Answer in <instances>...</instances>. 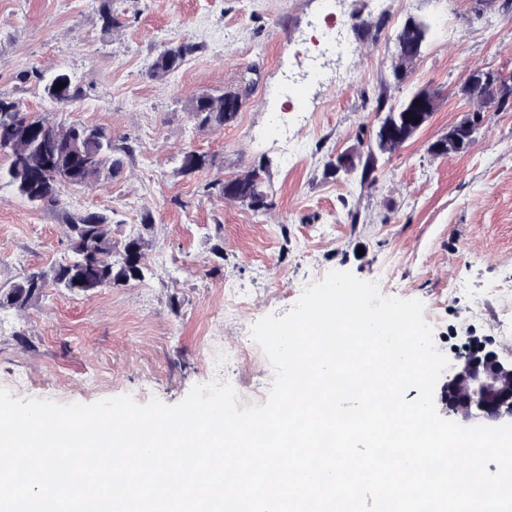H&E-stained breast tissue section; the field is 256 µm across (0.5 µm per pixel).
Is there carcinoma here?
I'll return each instance as SVG.
<instances>
[{
    "instance_id": "cac0c4a2",
    "label": "carcinoma",
    "mask_w": 512,
    "mask_h": 512,
    "mask_svg": "<svg viewBox=\"0 0 512 512\" xmlns=\"http://www.w3.org/2000/svg\"><path fill=\"white\" fill-rule=\"evenodd\" d=\"M427 26L414 18L408 19L394 38L395 52L391 57V72L395 80H402L418 54L412 52L415 41H424ZM200 46L183 43L164 49L154 59L148 76L160 79L177 70L186 58L197 52ZM42 84L44 94L59 103H72L82 96L81 88L73 85L63 70L52 72L34 71ZM64 87L56 90L57 83ZM247 93L222 92L199 94L189 101V111L202 128L222 127L233 121L246 103ZM87 126L81 123L62 124L46 114L27 112L20 102L0 98V154L9 159L0 168V178L9 181L16 194L29 204L58 202L60 185L82 186L113 173L123 166V157L132 155L134 148L118 144L104 129H94V139L76 145L77 136ZM235 187V201L247 204L255 211L268 207L267 195L262 187L259 171L227 180ZM217 178L212 186L224 191V183ZM70 255L65 261L47 270H33L11 288H0V309H26L42 297L50 288L62 289L71 294L85 292L84 284L97 288H112L126 284L130 278L123 276V266L116 263L117 248L112 242V220L99 211H86L66 220ZM144 247L141 238H133L122 245V256L135 249L139 263V275L144 277Z\"/></svg>"
}]
</instances>
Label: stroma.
<instances>
[{"label":"stroma","instance_id":"35a3bbf8","mask_svg":"<svg viewBox=\"0 0 512 512\" xmlns=\"http://www.w3.org/2000/svg\"><path fill=\"white\" fill-rule=\"evenodd\" d=\"M103 30L95 0H0V97L60 123L79 122L132 144L123 170L96 185L60 187L35 208L0 190V288L69 255L65 218H112L116 242L145 241V277L0 311V387L16 398L91 403L122 394L181 402L194 385L230 382L239 406L265 403L272 368L251 327L283 316L331 270L416 298L449 360L474 345L512 355V110L488 112L468 150L428 146L472 111L460 88L477 70L512 74V8L504 0H114ZM340 18L351 47L315 57L325 22ZM429 32L403 83L389 70L406 20ZM202 44L175 72L148 69L167 46ZM67 71L79 100L57 104L31 68ZM439 93L430 123L378 156L375 184L330 174L336 153L366 149L380 100ZM243 89L224 128L198 129L188 102ZM213 167L180 170L186 151ZM260 168L271 207L255 211L207 191L217 178ZM154 217L141 223L143 211ZM221 254H214V246ZM254 357L221 363L225 351Z\"/></svg>","mask_w":512,"mask_h":512}]
</instances>
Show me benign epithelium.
Returning a JSON list of instances; mask_svg holds the SVG:
<instances>
[{
    "instance_id": "benign-epithelium-1",
    "label": "benign epithelium",
    "mask_w": 512,
    "mask_h": 512,
    "mask_svg": "<svg viewBox=\"0 0 512 512\" xmlns=\"http://www.w3.org/2000/svg\"><path fill=\"white\" fill-rule=\"evenodd\" d=\"M489 84L498 96H512V79L494 71L476 72L472 80L474 90ZM422 109L416 113L418 121H409L400 132L385 134L383 153L401 148L424 128L433 116L431 101L421 100ZM483 121V114L468 112L435 140L433 150L448 149L459 153L466 149ZM442 401L448 416L458 422H476L493 426L501 421H512V359H504L494 351H472L457 358L452 375L444 389Z\"/></svg>"
}]
</instances>
